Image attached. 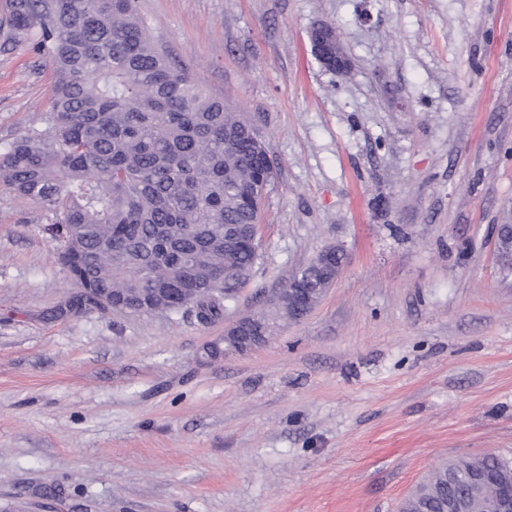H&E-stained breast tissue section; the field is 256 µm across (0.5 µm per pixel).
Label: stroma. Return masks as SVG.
<instances>
[{"label":"stroma","instance_id":"35a3bbf8","mask_svg":"<svg viewBox=\"0 0 512 512\" xmlns=\"http://www.w3.org/2000/svg\"><path fill=\"white\" fill-rule=\"evenodd\" d=\"M276 164L224 316L64 312L44 210L0 191V512H398L439 463L512 459V0H138ZM334 27L351 67L315 58ZM52 73L0 52V148ZM348 262L301 321L208 357L286 271ZM59 487L63 497L49 496ZM509 224H501L497 245V264L500 270L512 272V236H507Z\"/></svg>","mask_w":512,"mask_h":512}]
</instances>
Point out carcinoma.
<instances>
[{
    "label": "carcinoma",
    "instance_id": "cac0c4a2",
    "mask_svg": "<svg viewBox=\"0 0 512 512\" xmlns=\"http://www.w3.org/2000/svg\"><path fill=\"white\" fill-rule=\"evenodd\" d=\"M8 37L54 75L50 115L0 152V189L46 211V234L80 290L72 310L106 308L98 289L153 296L159 311H188L201 325L224 314L260 263L261 244L224 248V227L257 224L264 197L257 165L267 147L250 122L207 96L152 40L136 0H6ZM499 229L497 264L512 272V237ZM300 281L312 301L331 287L309 262ZM173 288H193L175 304ZM258 315L302 319L308 309L275 302ZM487 477L482 508L512 481L496 454L437 466L401 512H470V477Z\"/></svg>",
    "mask_w": 512,
    "mask_h": 512
}]
</instances>
